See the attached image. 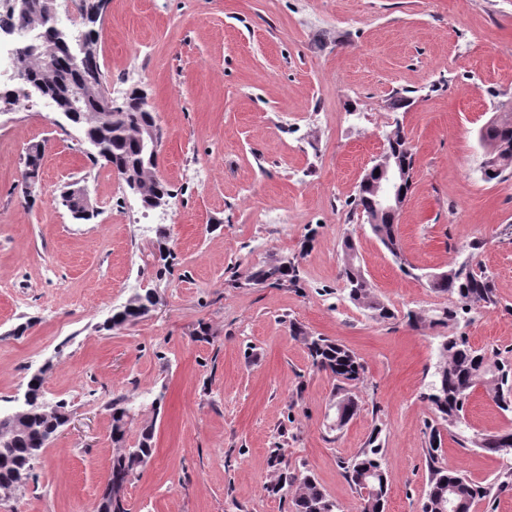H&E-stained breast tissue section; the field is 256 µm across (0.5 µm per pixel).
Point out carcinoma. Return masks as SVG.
I'll return each mask as SVG.
<instances>
[{
	"label": "carcinoma",
	"instance_id": "cac0c4a2",
	"mask_svg": "<svg viewBox=\"0 0 512 512\" xmlns=\"http://www.w3.org/2000/svg\"><path fill=\"white\" fill-rule=\"evenodd\" d=\"M83 2L82 28L68 33L64 32L57 14L50 9L49 0H23L20 8L0 14L1 31L30 30V37L18 45L22 69L17 81L23 88L39 84L49 96L75 92L77 98L64 100L62 107L74 108L83 132L96 133L105 142L104 161L118 169L120 179H125L129 173L135 174L142 179L147 194L167 199L171 191L156 174L157 162L148 160L141 148V135L148 128H154L157 138H162L146 97L133 90L125 96L123 108L114 112L112 96L101 68H96L91 81L84 83L86 69L82 66L81 55L84 51L97 53L100 32L96 24L101 21L103 10H94L93 0ZM479 139L494 148L493 155L482 166L484 180L491 182L512 168V119L505 117L485 124L479 129ZM43 154L44 147L39 144L28 148L21 171L22 183L39 178ZM371 230L397 261L405 262L392 219L381 218L380 223L371 225ZM297 277L298 267L288 258L279 259L250 275L251 281L257 285L294 283ZM341 278L344 291L352 302L365 305L379 319L395 317L387 305L372 296L368 281L356 263L344 262ZM433 288L457 297L463 310L489 308L497 304L492 277L486 269L470 261L449 268L447 278L435 281ZM149 304L151 294L133 295L112 314V325L135 322L147 314ZM457 316V310L447 308L433 321V324L445 328V332L441 336L440 362L432 373L427 392L423 393V399L431 404L445 427H457L463 423L465 405L479 387L488 388L499 407L512 412V360L496 354L490 356L486 349L474 347L469 337L456 331L454 323ZM293 332L304 341L312 367L328 373L336 381L334 396L338 399L346 397L349 405L358 407L352 388L362 381L364 366L355 353L326 336H313L300 326H293ZM44 380L43 374L33 375L27 383L29 401L19 409L18 415L21 429L0 431V490L5 493L18 491L27 484L34 463L48 446L46 435L55 428L59 415L67 412L66 403L58 401V414L47 413L43 399ZM109 410L112 441L116 448L105 492L112 498V512H130L124 490L152 461L156 451L154 432L152 427H145L137 446L127 448L124 442L128 399L122 395L112 399ZM380 433V429H373L365 448L343 462L350 482L360 494L361 512H385L386 508L389 477L382 465L384 448ZM438 436L439 427H431L425 453L430 487L427 501L433 506L431 512H438L436 507L450 495L460 502L463 512H470L473 505L480 503L491 508L499 492L512 487V463L504 465L486 484L475 483L458 470L438 466L439 448L435 447ZM498 436L497 432L476 433L465 438L464 443L485 452L512 456V443L492 445V440ZM280 491L285 495L291 494L293 512H320V506L330 501L314 478L307 474L282 471L272 488L274 493Z\"/></svg>",
	"mask_w": 512,
	"mask_h": 512
}]
</instances>
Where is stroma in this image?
<instances>
[{
    "instance_id": "obj_1",
    "label": "stroma",
    "mask_w": 512,
    "mask_h": 512,
    "mask_svg": "<svg viewBox=\"0 0 512 512\" xmlns=\"http://www.w3.org/2000/svg\"><path fill=\"white\" fill-rule=\"evenodd\" d=\"M97 50L113 98L146 96L163 133L157 175L174 196L143 209L46 100L0 101V407L46 364L45 400L72 414L0 512H93L119 394L135 409L126 446L148 425L156 442L125 490L132 512H291L270 491L276 444L289 470L360 512L342 462L375 428L386 512H420L437 419L421 398L438 360L430 322L457 303L428 275L480 263L499 305L471 311L460 330L475 346L512 349V172L483 181L477 137L512 108V0H109ZM399 96L407 107L393 108ZM396 128L415 159L397 217L405 269L351 207ZM33 144L45 156L25 186ZM77 181L99 209L92 220L60 202ZM348 237L395 318L345 295ZM283 257L297 284L248 281ZM146 291L149 313L110 326L113 308ZM295 324L364 365L359 410L341 430L327 421L334 381L313 371ZM465 418L472 434L512 427L481 387ZM460 438L445 431L441 465L492 480L503 459ZM44 154V147L40 144L31 145L24 159V166L21 171V179L23 184L34 182L40 175V162Z\"/></svg>"
}]
</instances>
